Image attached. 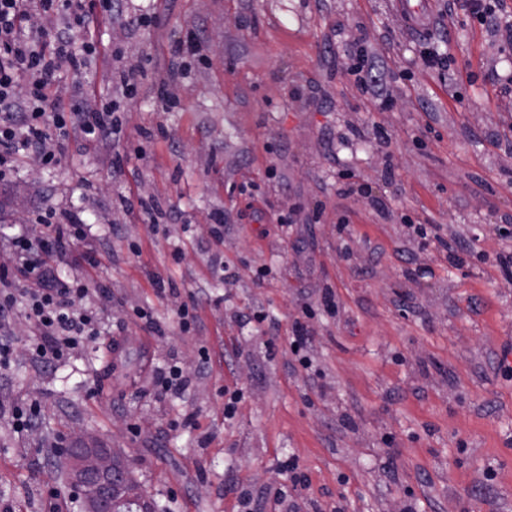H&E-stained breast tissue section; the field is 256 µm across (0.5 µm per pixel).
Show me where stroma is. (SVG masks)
<instances>
[{"label":"stroma","instance_id":"obj_1","mask_svg":"<svg viewBox=\"0 0 512 512\" xmlns=\"http://www.w3.org/2000/svg\"><path fill=\"white\" fill-rule=\"evenodd\" d=\"M391 2L114 0L95 19V57L60 72L50 100L115 101L122 130L97 144L72 131L54 168L21 159L0 184V269L17 225L44 236L38 209L81 211L91 232L57 266L88 283L101 334L34 363L17 301L0 512H82L53 456L72 432L120 451L155 512H242L246 497L274 512L290 457L301 512H512V280L499 265L512 252V49L462 0H429L442 20L426 28ZM188 40L196 52L178 61ZM425 42L445 69H422ZM361 47L388 106L351 73ZM122 70L134 99L115 90ZM414 224L479 242L456 266ZM183 303L199 320L188 335H154L136 315L167 324ZM298 320L307 369L289 346ZM173 364L188 380L178 395L159 384ZM30 401L33 428L15 431Z\"/></svg>","mask_w":512,"mask_h":512}]
</instances>
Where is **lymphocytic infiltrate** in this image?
Returning a JSON list of instances; mask_svg holds the SVG:
<instances>
[{
    "mask_svg": "<svg viewBox=\"0 0 512 512\" xmlns=\"http://www.w3.org/2000/svg\"><path fill=\"white\" fill-rule=\"evenodd\" d=\"M93 0H0V182L10 179L22 152L37 151L45 166H57L70 130L76 129L91 142L110 138L120 120L111 107L82 111L52 106L48 90L61 64L73 72L83 71L96 53L86 36L94 17ZM38 10L61 14L67 32L44 49L40 35L26 30L28 13ZM25 97H18V87ZM47 229L45 238L32 241L18 229L10 243L18 262L11 271L0 273V363L9 364L11 338L7 334L13 307V290L27 285V314L40 336L33 347L38 362L62 355L64 350L84 344L96 336L91 315L75 307L88 295L85 282L61 281L48 262L66 246L82 243L88 233L79 214L49 209L40 215Z\"/></svg>",
    "mask_w": 512,
    "mask_h": 512,
    "instance_id": "obj_1",
    "label": "lymphocytic infiltrate"
}]
</instances>
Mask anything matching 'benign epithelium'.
<instances>
[{
	"instance_id": "obj_1",
	"label": "benign epithelium",
	"mask_w": 512,
	"mask_h": 512,
	"mask_svg": "<svg viewBox=\"0 0 512 512\" xmlns=\"http://www.w3.org/2000/svg\"><path fill=\"white\" fill-rule=\"evenodd\" d=\"M57 455L84 512H153L150 498L113 449L71 435Z\"/></svg>"
}]
</instances>
